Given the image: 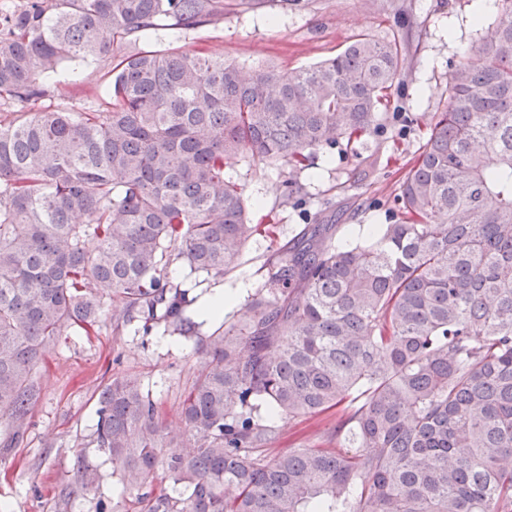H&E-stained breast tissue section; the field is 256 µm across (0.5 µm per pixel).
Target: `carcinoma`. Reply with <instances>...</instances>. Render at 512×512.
<instances>
[{"instance_id": "obj_1", "label": "carcinoma", "mask_w": 512, "mask_h": 512, "mask_svg": "<svg viewBox=\"0 0 512 512\" xmlns=\"http://www.w3.org/2000/svg\"><path fill=\"white\" fill-rule=\"evenodd\" d=\"M224 18V0H18L0 11V106L37 101L67 61L112 60L106 108L0 114V423L16 441L48 346L103 322L161 324L202 361L167 431L131 374L98 395L95 442L138 512H512V0L483 62L395 196L396 224L336 245L316 224L203 336L180 263L215 277L249 227L243 155L295 173L379 125L404 58L364 34L291 77L124 48ZM343 408L344 448L274 458L276 417ZM162 473L170 487L154 484ZM100 475L83 462L78 485Z\"/></svg>"}]
</instances>
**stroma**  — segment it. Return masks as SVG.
<instances>
[{
    "label": "stroma",
    "mask_w": 512,
    "mask_h": 512,
    "mask_svg": "<svg viewBox=\"0 0 512 512\" xmlns=\"http://www.w3.org/2000/svg\"><path fill=\"white\" fill-rule=\"evenodd\" d=\"M474 0H224L220 22L193 30H162L144 48L220 55L246 71L269 69L282 76L336 56L359 36L396 44L405 67L393 86L390 105L375 130L353 144L316 151L297 180L302 190L285 201L289 168L251 157L239 158L229 174L242 185L248 221L275 224L274 235H252L237 266L221 278L188 274L172 265L169 276L204 297L217 287L247 298L262 284L272 253L310 224L337 225V239L361 224H393L400 215L394 197L424 144L429 121L448 103L451 73L461 58L482 63L480 47L494 36L497 10L482 23L473 19ZM66 79L36 102H15L14 112H36L72 103L96 109L108 77L101 62L69 63ZM376 167L361 178L366 158ZM192 342L162 328L134 331L104 323L96 333L68 331L50 345L36 367L38 398L29 423L12 451L0 457V504L9 512H96L97 500L118 498L112 463L95 443L96 399L111 377L134 374L160 403L170 430L179 428L180 403L200 366ZM339 411L307 418L281 417L268 449L327 447ZM96 466L98 495L75 492L79 461ZM70 490L62 502V490Z\"/></svg>",
    "instance_id": "1"
}]
</instances>
